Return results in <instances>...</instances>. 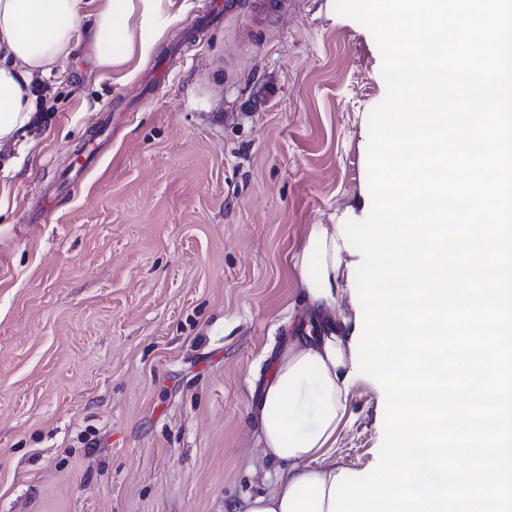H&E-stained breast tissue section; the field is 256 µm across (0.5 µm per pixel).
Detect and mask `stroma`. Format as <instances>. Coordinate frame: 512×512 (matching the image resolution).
<instances>
[{
    "mask_svg": "<svg viewBox=\"0 0 512 512\" xmlns=\"http://www.w3.org/2000/svg\"><path fill=\"white\" fill-rule=\"evenodd\" d=\"M187 3L132 80L70 55L37 82L47 122L0 145V512L257 491L250 408L302 315L296 258L311 225L370 211L372 33L334 0L217 25ZM384 402L354 380L329 459L377 464Z\"/></svg>",
    "mask_w": 512,
    "mask_h": 512,
    "instance_id": "obj_1",
    "label": "stroma"
}]
</instances>
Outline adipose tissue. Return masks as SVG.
I'll use <instances>...</instances> for the list:
<instances>
[{"mask_svg": "<svg viewBox=\"0 0 512 512\" xmlns=\"http://www.w3.org/2000/svg\"><path fill=\"white\" fill-rule=\"evenodd\" d=\"M178 17L174 0H0V141L29 123L35 74L83 44L101 72L142 66ZM344 253L337 227L311 225L297 261L308 314L252 406L255 441L276 468L225 512H330L343 467L326 450L343 421L355 339L336 313Z\"/></svg>", "mask_w": 512, "mask_h": 512, "instance_id": "1", "label": "adipose tissue"}]
</instances>
